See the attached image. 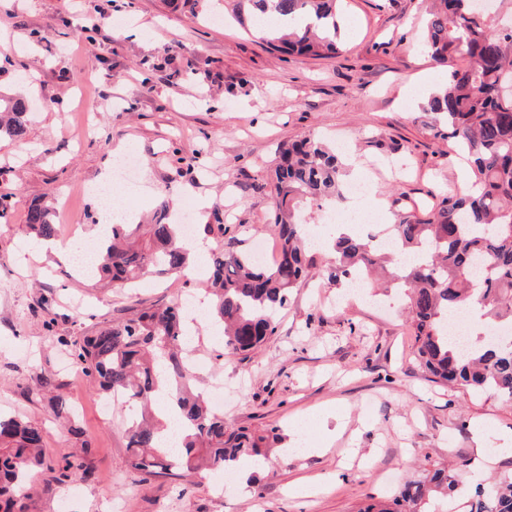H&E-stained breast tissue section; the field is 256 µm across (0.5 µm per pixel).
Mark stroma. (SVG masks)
Returning a JSON list of instances; mask_svg holds the SVG:
<instances>
[{"label": "stroma", "mask_w": 512, "mask_h": 512, "mask_svg": "<svg viewBox=\"0 0 512 512\" xmlns=\"http://www.w3.org/2000/svg\"><path fill=\"white\" fill-rule=\"evenodd\" d=\"M425 0H344L334 58L270 49L224 9L199 0H0V94L29 103L26 130L0 140V412L44 430L43 464L30 488L39 512H359L436 462L473 461L474 430L501 446L512 404L434 383L413 356L398 291L369 289L348 299L319 280L294 288L277 331L249 357H213L219 338L197 322L192 346L203 361L197 385L220 376L224 421L265 436L271 465L260 489L215 490L213 473L180 493L174 478L141 482L126 466L124 425L104 426L83 377L64 394L84 430L75 438L50 416L37 375L61 370L60 336L162 306L181 290L208 288V263L190 278L146 276L134 293L74 272L53 255L29 253L32 202L55 222L99 239L84 186L99 184L115 159L137 153V187L115 202L146 223L171 187L175 210L199 199L220 206L227 227L269 237L264 184L281 144L305 134L342 149L351 179L384 199L388 221L427 218L440 196L458 191V157L435 135L415 87L433 92L445 68L421 52ZM96 109L85 129L83 107ZM53 328H46V320ZM309 430L318 451L293 443ZM88 442V478L56 483L58 462ZM313 495L290 496L295 481Z\"/></svg>", "instance_id": "obj_1"}]
</instances>
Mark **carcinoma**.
<instances>
[{"instance_id":"1","label":"carcinoma","mask_w":512,"mask_h":512,"mask_svg":"<svg viewBox=\"0 0 512 512\" xmlns=\"http://www.w3.org/2000/svg\"><path fill=\"white\" fill-rule=\"evenodd\" d=\"M338 0H230L232 12L251 22L272 49L316 57L337 53ZM473 0H434L423 46L448 67L444 85L426 102L436 134L459 147L471 178L468 190L444 195L432 217L404 216L384 228L399 250L381 249L377 235L330 236L321 258L306 245L305 208L337 209L347 200L345 171L336 150L313 137L283 146L266 184L272 199L270 227L279 244L270 265H260L233 235L213 254L209 318L223 329L218 358L247 354L272 336L276 314L310 270L329 283H347L376 269H390L389 283L404 288L416 360L438 382L512 402V340L491 347L478 340L466 351L448 337V315L475 297L484 319L512 318V26H492L474 15ZM27 101L0 95V138L24 134ZM163 200L151 224H121L99 244L96 268L103 280L130 288L150 272L183 274L190 250L180 225L169 220ZM26 226L38 239L56 237L50 209L29 205ZM184 316L171 301L159 308L98 327L81 336H59L93 393L125 394L134 411L128 423L127 466L139 480L194 478L213 471L237 472L245 457L267 458L265 437L224 426L192 386L183 347ZM53 416L82 434L74 408L61 394L57 375H38ZM176 408L179 452L166 445L170 423L156 414L160 397ZM40 428L0 414V512H30L27 490L41 465ZM91 448L64 459L57 479L67 483L89 472ZM470 478L468 463L441 467L405 483L389 507L364 512H434L439 496ZM469 512H512V473L501 474L470 504Z\"/></svg>"}]
</instances>
